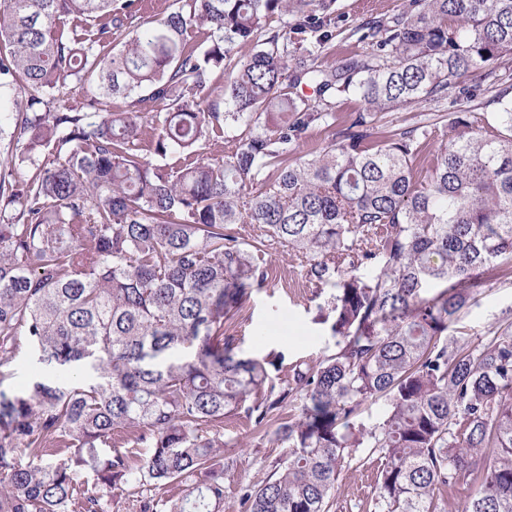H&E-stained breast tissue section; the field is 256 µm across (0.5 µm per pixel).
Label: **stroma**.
Listing matches in <instances>:
<instances>
[{"label": "stroma", "instance_id": "35a3bbf8", "mask_svg": "<svg viewBox=\"0 0 512 512\" xmlns=\"http://www.w3.org/2000/svg\"><path fill=\"white\" fill-rule=\"evenodd\" d=\"M405 0H374L373 6H363L362 0H336L340 26H355L369 19L398 12ZM265 262L268 279L264 287L253 291L238 314L225 325L227 334L234 336L241 351L253 357L270 356L277 368L272 375L279 384L291 380L293 368L300 363H315L336 349L331 332L334 315L329 307V292H316L304 276L302 260L279 245L270 246ZM512 322V276L494 280L484 289L476 303L462 319L473 337L486 334L491 326ZM7 373L6 391L27 387L42 379L63 386L88 381V374L41 363L35 350L21 349L7 363L0 365ZM224 436L231 445L225 453L234 460L224 472V512H242L239 487L243 484L260 486L270 474V464L282 455V448L268 442L245 419L229 417L224 421ZM361 462L347 465L336 486L331 512H370V500L378 454L363 450Z\"/></svg>", "mask_w": 512, "mask_h": 512}]
</instances>
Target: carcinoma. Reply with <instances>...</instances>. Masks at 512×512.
<instances>
[{
  "mask_svg": "<svg viewBox=\"0 0 512 512\" xmlns=\"http://www.w3.org/2000/svg\"><path fill=\"white\" fill-rule=\"evenodd\" d=\"M335 3L181 0L129 30L135 0H5L0 87L21 84L25 104L0 162V360L27 344L95 382L0 389V512H112L132 466L101 449L131 433L152 449L137 481L182 487L141 512H222L227 417L288 449L241 485L243 512H329L363 448L384 458L374 512H447L457 487L461 512H512V323L476 341L460 327L512 273V86L487 88L489 118L438 116L439 140L435 123L375 125L471 100L467 78L512 58V0H407L350 29L366 52L329 66ZM72 84L92 97L57 104ZM351 94L364 110L338 130ZM316 128L331 140L306 152ZM226 129L236 149H211ZM273 244L333 289L336 350L286 387L224 335ZM185 344L194 357H172ZM368 401L384 403L373 425ZM452 96L448 97V101L445 102L443 107L435 108L434 104L423 102L421 104L404 107L401 109L393 110L390 112H383L378 114L376 126L379 132H386L398 128H406L417 124L422 115L436 112L437 109H450L448 112H452L453 108H450V100Z\"/></svg>",
  "mask_w": 512,
  "mask_h": 512,
  "instance_id": "obj_1",
  "label": "carcinoma"
}]
</instances>
